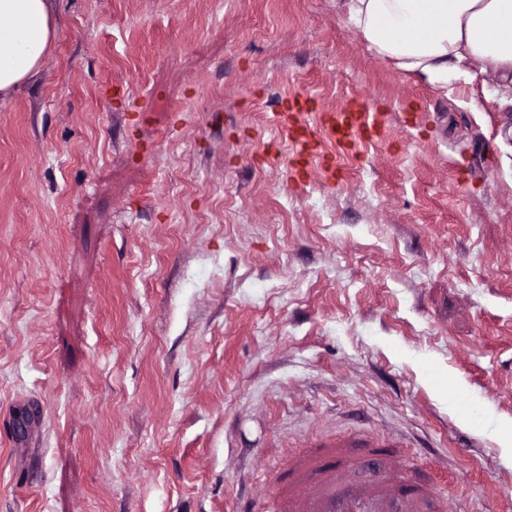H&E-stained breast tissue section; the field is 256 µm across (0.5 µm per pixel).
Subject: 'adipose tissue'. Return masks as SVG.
<instances>
[{"mask_svg": "<svg viewBox=\"0 0 512 512\" xmlns=\"http://www.w3.org/2000/svg\"><path fill=\"white\" fill-rule=\"evenodd\" d=\"M378 58L435 88L463 62L512 79V0H344ZM0 101L39 75L57 36L50 0H0Z\"/></svg>", "mask_w": 512, "mask_h": 512, "instance_id": "ef3b65f1", "label": "adipose tissue"}]
</instances>
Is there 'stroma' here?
<instances>
[{
    "mask_svg": "<svg viewBox=\"0 0 512 512\" xmlns=\"http://www.w3.org/2000/svg\"><path fill=\"white\" fill-rule=\"evenodd\" d=\"M0 103V512H269L290 451L395 438L512 512V89L439 90L339 0H55ZM368 102L296 178L270 123ZM380 117L381 112L358 106L348 112L331 115L326 122L327 133L334 142L351 148L376 127Z\"/></svg>",
    "mask_w": 512,
    "mask_h": 512,
    "instance_id": "35a3bbf8",
    "label": "stroma"
}]
</instances>
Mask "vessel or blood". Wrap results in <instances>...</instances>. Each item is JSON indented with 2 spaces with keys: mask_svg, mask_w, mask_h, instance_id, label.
Segmentation results:
<instances>
[{
  "mask_svg": "<svg viewBox=\"0 0 512 512\" xmlns=\"http://www.w3.org/2000/svg\"><path fill=\"white\" fill-rule=\"evenodd\" d=\"M305 112V102L287 97L271 118L288 140L292 168L299 177L322 157L317 130ZM379 118V113L360 106L331 115L327 133L350 148L376 127ZM371 456L378 457L381 474L364 483L354 469ZM272 500L274 512H448L446 494L426 473L415 470L395 439H339L291 456L274 479Z\"/></svg>",
  "mask_w": 512,
  "mask_h": 512,
  "instance_id": "1",
  "label": "vessel or blood"
}]
</instances>
